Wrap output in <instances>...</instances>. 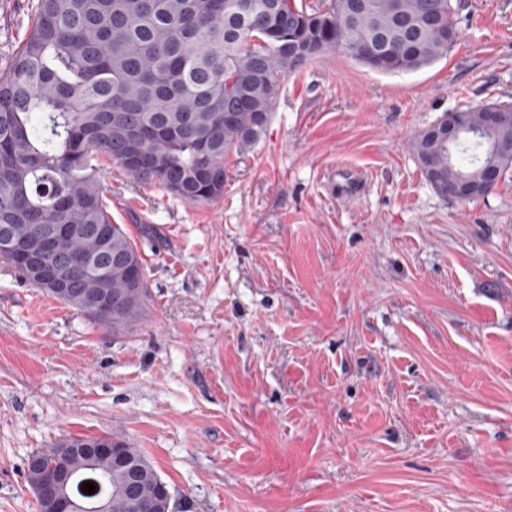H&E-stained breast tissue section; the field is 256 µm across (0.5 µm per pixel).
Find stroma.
Wrapping results in <instances>:
<instances>
[{"mask_svg": "<svg viewBox=\"0 0 512 512\" xmlns=\"http://www.w3.org/2000/svg\"><path fill=\"white\" fill-rule=\"evenodd\" d=\"M37 2L0 0V71ZM457 6L431 66L282 79L219 200L96 160L149 289L130 330L0 264V512H38L27 460L70 435L139 448L174 512H512V170L461 202L410 146L512 102V0Z\"/></svg>", "mask_w": 512, "mask_h": 512, "instance_id": "1", "label": "stroma"}]
</instances>
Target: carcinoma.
<instances>
[{
	"label": "carcinoma",
	"instance_id": "1",
	"mask_svg": "<svg viewBox=\"0 0 512 512\" xmlns=\"http://www.w3.org/2000/svg\"><path fill=\"white\" fill-rule=\"evenodd\" d=\"M459 38L453 0H38L26 39L0 73V234L21 248L55 230L60 259L80 258L74 294L51 297L88 314L105 291L112 326L136 320L148 297L136 243L112 223L92 160L106 156L126 174L189 203L224 196V157L242 153L264 134L281 78L329 51L365 67L401 74L430 66ZM452 120L476 125L471 105ZM504 151L492 159L497 176L512 168V127L495 132ZM412 147L425 179L446 197L458 174H469L477 196L485 154L478 140L448 145L441 125L417 134ZM107 229L101 237L98 230ZM0 261L35 284L15 253ZM69 436L37 452L50 464ZM138 466L147 512H166L160 475L140 451L120 441ZM111 474L112 512L122 507L124 470L100 455ZM74 487L81 498L103 491Z\"/></svg>",
	"mask_w": 512,
	"mask_h": 512
}]
</instances>
